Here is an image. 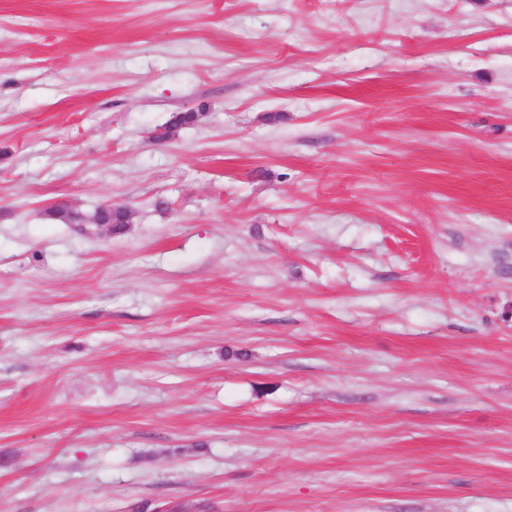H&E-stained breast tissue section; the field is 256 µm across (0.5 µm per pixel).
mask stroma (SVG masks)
<instances>
[{
  "label": "stroma",
  "instance_id": "obj_1",
  "mask_svg": "<svg viewBox=\"0 0 512 512\" xmlns=\"http://www.w3.org/2000/svg\"><path fill=\"white\" fill-rule=\"evenodd\" d=\"M162 504L512 512V0H0V512Z\"/></svg>",
  "mask_w": 512,
  "mask_h": 512
}]
</instances>
